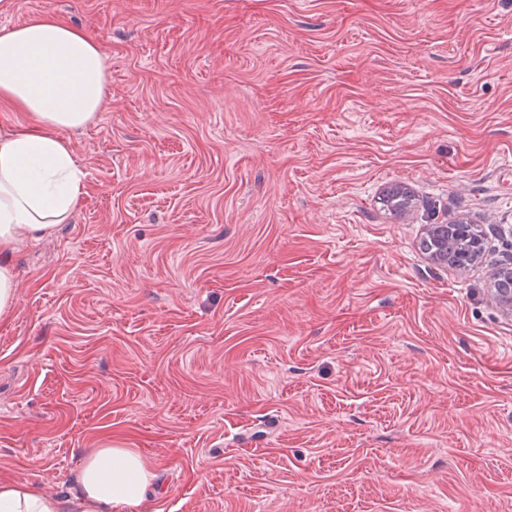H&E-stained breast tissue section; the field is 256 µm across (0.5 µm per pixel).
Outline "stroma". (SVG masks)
<instances>
[{"instance_id": "stroma-1", "label": "stroma", "mask_w": 512, "mask_h": 512, "mask_svg": "<svg viewBox=\"0 0 512 512\" xmlns=\"http://www.w3.org/2000/svg\"><path fill=\"white\" fill-rule=\"evenodd\" d=\"M35 15L107 84L12 259L0 479L132 448L140 512H512V0H0ZM461 221L476 263L419 250ZM411 197L406 188L394 185L388 188L379 200L383 207H386L394 216L401 218L406 215L410 207Z\"/></svg>"}]
</instances>
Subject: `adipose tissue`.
Wrapping results in <instances>:
<instances>
[{"label": "adipose tissue", "instance_id": "adipose-tissue-1", "mask_svg": "<svg viewBox=\"0 0 512 512\" xmlns=\"http://www.w3.org/2000/svg\"><path fill=\"white\" fill-rule=\"evenodd\" d=\"M105 67L82 31L44 16L0 29V100L23 121H0V316L13 308L17 283L10 257L55 225L69 223L86 194L66 131L101 109ZM154 473L131 448L85 456L76 484L81 512H139ZM62 501L24 480H0V512H63Z\"/></svg>", "mask_w": 512, "mask_h": 512}]
</instances>
